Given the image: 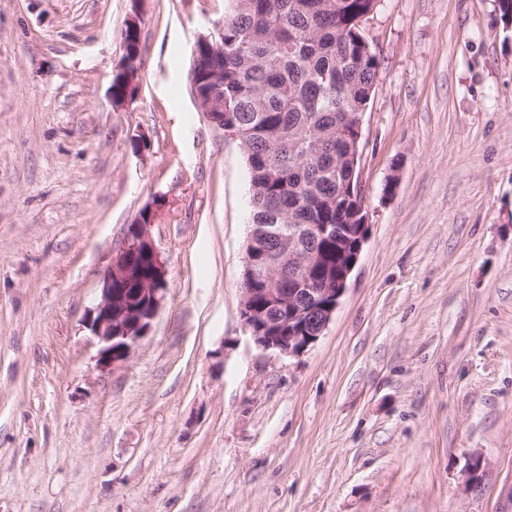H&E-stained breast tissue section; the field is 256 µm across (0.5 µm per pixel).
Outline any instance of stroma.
Segmentation results:
<instances>
[{"label":"stroma","instance_id":"35a3bbf8","mask_svg":"<svg viewBox=\"0 0 512 512\" xmlns=\"http://www.w3.org/2000/svg\"><path fill=\"white\" fill-rule=\"evenodd\" d=\"M232 0H0V512H512V29L497 0H380L367 240L319 340L240 320L249 170L191 49ZM141 149H134V142ZM167 271L152 328L86 327L127 224ZM482 467L477 482L465 469Z\"/></svg>","mask_w":512,"mask_h":512}]
</instances>
